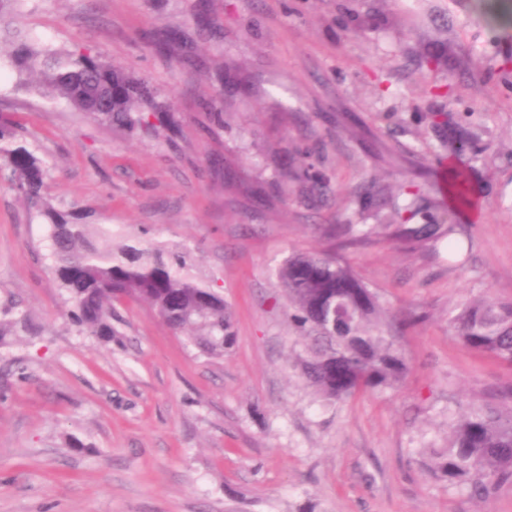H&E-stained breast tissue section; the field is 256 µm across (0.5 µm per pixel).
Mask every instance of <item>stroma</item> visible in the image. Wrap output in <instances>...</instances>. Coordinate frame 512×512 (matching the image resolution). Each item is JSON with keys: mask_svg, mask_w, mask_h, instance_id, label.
<instances>
[{"mask_svg": "<svg viewBox=\"0 0 512 512\" xmlns=\"http://www.w3.org/2000/svg\"><path fill=\"white\" fill-rule=\"evenodd\" d=\"M34 44L89 49L171 101L180 133L141 137L15 86L0 113L49 168L47 193L96 224L186 250L230 305L236 341L200 354L146 304H118L112 344L80 333L51 270L48 227L0 177V512H512L423 469L461 414L512 368L448 325L463 303L512 300V0H22ZM194 41L177 59L156 31ZM462 164L474 211L440 168ZM446 212L456 250L381 236L341 255L402 328L401 388L320 399L276 271L327 248V224Z\"/></svg>", "mask_w": 512, "mask_h": 512, "instance_id": "stroma-1", "label": "stroma"}]
</instances>
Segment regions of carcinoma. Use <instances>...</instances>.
Segmentation results:
<instances>
[{"mask_svg":"<svg viewBox=\"0 0 512 512\" xmlns=\"http://www.w3.org/2000/svg\"><path fill=\"white\" fill-rule=\"evenodd\" d=\"M180 39L178 32L171 31L153 48L167 55ZM11 58L20 87L63 99L102 125L157 133L152 118L162 105L144 81L101 55L22 42ZM0 161L28 208L48 220L53 273L71 303V318L80 332L102 343L112 342L117 335L112 325L115 304L133 299L148 304L166 325L184 334L187 343L210 356H222L234 345L230 307L193 274L185 256L162 244L144 247L135 240L115 250L108 246L115 235L112 225L90 223L86 214L56 208L46 194L43 160L19 143L16 127L1 113ZM448 183L457 207L467 208L476 201L466 168L450 169ZM396 215L393 211L383 223L366 229L331 224L324 235L336 242V248L293 255L277 270L293 308L292 320L310 342L302 375L327 400L340 402L359 391L395 388L409 370L378 295L342 261L337 249L363 244L382 230L414 251L463 228L396 224ZM449 326L470 348L512 366V301L469 302ZM499 401L508 408L486 404L456 421L448 447L433 452L428 464L435 476L465 486L474 497L512 482V387L500 394Z\"/></svg>","mask_w":512,"mask_h":512,"instance_id":"1","label":"carcinoma"}]
</instances>
